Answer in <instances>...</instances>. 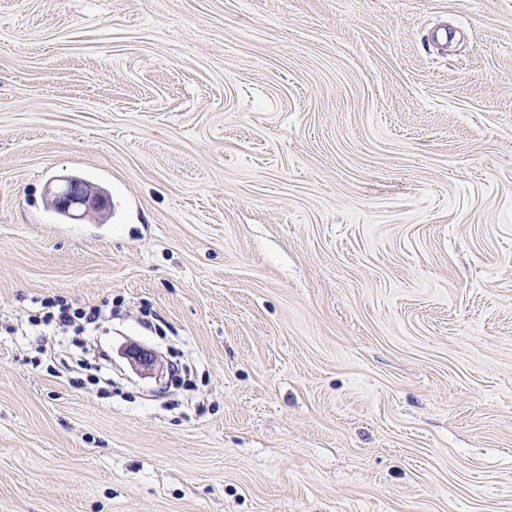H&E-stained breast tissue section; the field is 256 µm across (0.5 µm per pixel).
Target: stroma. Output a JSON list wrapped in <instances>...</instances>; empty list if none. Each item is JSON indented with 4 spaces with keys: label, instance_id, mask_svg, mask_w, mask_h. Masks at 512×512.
I'll list each match as a JSON object with an SVG mask.
<instances>
[{
    "label": "stroma",
    "instance_id": "obj_1",
    "mask_svg": "<svg viewBox=\"0 0 512 512\" xmlns=\"http://www.w3.org/2000/svg\"><path fill=\"white\" fill-rule=\"evenodd\" d=\"M0 512H512V0H0ZM58 191H51L52 204L57 211L67 214L73 218L76 207L84 206L89 208H102L105 205V198L99 192L83 189L72 179H61ZM40 304L47 311L43 312L42 316L32 317L29 322L38 328L36 336H39L40 343H47L51 338L53 358L59 360L58 363L61 367L57 373L63 376L74 368L86 369L81 358L75 360V366L70 364L68 360L70 342L80 345L75 339L70 341L69 335L77 336L85 333L88 326H95L102 318L106 317L108 308L112 315V306L91 304L73 308L63 296L43 299Z\"/></svg>",
    "mask_w": 512,
    "mask_h": 512
}]
</instances>
